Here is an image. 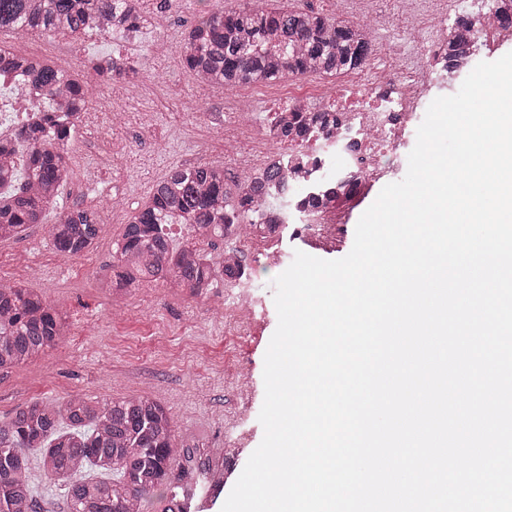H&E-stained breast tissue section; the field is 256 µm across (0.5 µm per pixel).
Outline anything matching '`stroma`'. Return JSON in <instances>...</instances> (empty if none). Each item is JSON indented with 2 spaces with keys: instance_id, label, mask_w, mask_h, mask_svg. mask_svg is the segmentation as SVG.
<instances>
[{
  "instance_id": "obj_1",
  "label": "stroma",
  "mask_w": 512,
  "mask_h": 512,
  "mask_svg": "<svg viewBox=\"0 0 512 512\" xmlns=\"http://www.w3.org/2000/svg\"><path fill=\"white\" fill-rule=\"evenodd\" d=\"M281 6L353 21L379 15V0H279ZM204 0H145L146 24L135 32H33L16 38L0 32V44L16 53L49 58L58 68L95 80L93 61L114 55L134 60L122 77L96 82L92 112L123 113L122 133L99 131L86 139L76 129L69 145L72 173L59 192L64 207L96 211L101 224L93 250L62 257L53 250L48 225L32 224L0 240V278L21 281L68 315L60 344L34 360L0 371V420L39 399L60 403L75 394L90 398L148 395L164 404L180 435L224 451V490L208 512H221L249 457L263 439L258 420L264 401V356L277 327L272 281L281 267L266 265L251 249L242 254L246 273L265 291L251 323L237 324L230 309H216L223 288L208 296L177 293L150 282L127 295L101 286L112 265V244L131 210L149 197L174 166L224 159L223 134L261 142L270 114L286 104L289 76L260 85L257 93L200 88L185 68L183 33L203 15ZM362 215L354 209L337 225L339 248L316 249L284 240V253L302 251L335 260L352 249ZM26 255L28 264L12 262Z\"/></svg>"
}]
</instances>
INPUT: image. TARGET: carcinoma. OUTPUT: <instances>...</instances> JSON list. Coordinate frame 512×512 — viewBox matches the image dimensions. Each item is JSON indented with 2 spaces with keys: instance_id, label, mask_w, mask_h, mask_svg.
I'll return each instance as SVG.
<instances>
[{
  "instance_id": "obj_1",
  "label": "carcinoma",
  "mask_w": 512,
  "mask_h": 512,
  "mask_svg": "<svg viewBox=\"0 0 512 512\" xmlns=\"http://www.w3.org/2000/svg\"><path fill=\"white\" fill-rule=\"evenodd\" d=\"M500 27H512V0H494ZM146 22L140 0H0V31L87 32L132 30ZM358 26L312 10L240 3L211 8L185 34L186 67L200 81L222 88L259 85L308 71L333 75L353 69L368 56ZM471 37L467 14L455 17L450 39L466 46ZM133 69L126 59L104 57L93 65L99 76ZM20 75L44 93L37 120L19 126L0 141V240L41 224L57 207L60 187L70 178L67 145L93 95L76 72L48 61L0 48V76ZM276 124L277 138L300 139L309 118L299 111ZM288 183L274 168L230 184L224 165L176 166L125 224L112 247L110 292H129L159 282L192 295L244 272L242 264L224 274L201 248L177 249L170 225L189 222L196 238L224 237V229L250 224L252 204L288 200ZM97 214L60 208L49 225L55 250L68 257L88 251L97 239ZM67 331L65 315L32 288L0 283V371L25 364L56 348ZM199 446L176 434L169 410L144 395L90 399L75 395L59 404L36 401L0 421V512H37L29 484L28 453L39 456L45 478L67 492L69 512H143L145 497L158 490L169 503L184 500Z\"/></svg>"
}]
</instances>
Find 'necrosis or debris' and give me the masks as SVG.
I'll return each instance as SVG.
<instances>
[{
  "label": "necrosis or debris",
  "mask_w": 512,
  "mask_h": 512,
  "mask_svg": "<svg viewBox=\"0 0 512 512\" xmlns=\"http://www.w3.org/2000/svg\"><path fill=\"white\" fill-rule=\"evenodd\" d=\"M457 0H449L428 15L421 27H400L397 36L383 43L379 55L355 70L336 75L301 76V91L289 95L290 106L300 111L325 110L338 122L314 123L305 140L283 143L270 140L259 162H251L240 140L225 138L224 160L255 174L261 166L276 163L293 193L287 203L256 207L258 222L250 226L245 241L266 263L282 265L285 230L308 239L335 232L354 209L356 197H326L328 184L339 182L361 188L383 179L400 180L409 146L439 83L456 93L487 51L488 39L511 37L499 29L492 9L472 0V40L456 65L448 63V32ZM33 96L10 81L0 83V137L11 136L22 122ZM324 196L318 209L306 210L302 198Z\"/></svg>",
  "instance_id": "4bbe7bcc"
}]
</instances>
